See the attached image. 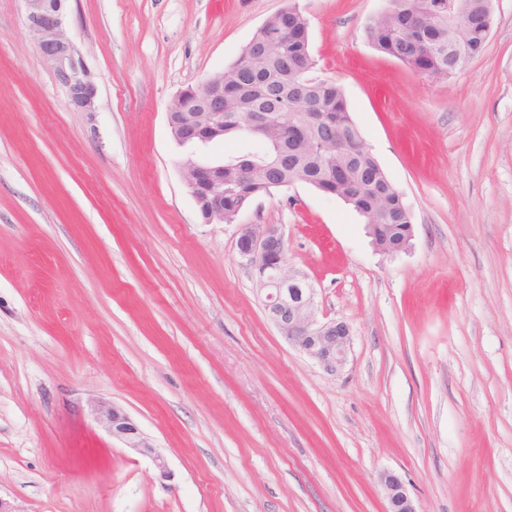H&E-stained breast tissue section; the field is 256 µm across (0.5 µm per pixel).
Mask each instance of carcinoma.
I'll list each match as a JSON object with an SVG mask.
<instances>
[{
	"label": "carcinoma",
	"mask_w": 512,
	"mask_h": 512,
	"mask_svg": "<svg viewBox=\"0 0 512 512\" xmlns=\"http://www.w3.org/2000/svg\"><path fill=\"white\" fill-rule=\"evenodd\" d=\"M421 2L389 0L386 14L366 26L367 42L415 72L428 69L442 77L448 76V68L457 65V60L475 58L484 51V0H462L467 25L459 36L448 31L447 0H431L437 4L435 15L421 37L409 40L410 29L423 21ZM279 29L283 30L288 50L272 63L254 65L251 50L245 49L224 69V137H239L246 113L255 106L272 103L274 122L283 132L296 125L302 132L296 139L285 141L286 162L269 167L260 180L239 182L237 196L224 198V223L231 222L238 203L246 196L305 183L352 206L366 222L369 215H377L375 232L379 241L393 252L402 251L406 247V227L412 223V218L405 217L409 206L364 145L341 88L310 76L317 61L309 46L307 19L296 0H288V6L269 16L267 25L257 29L249 41L252 50L262 49L270 32ZM329 134L336 135V149L319 150L316 140Z\"/></svg>",
	"instance_id": "cac0c4a2"
}]
</instances>
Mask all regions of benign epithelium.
Wrapping results in <instances>:
<instances>
[{"label": "benign epithelium", "instance_id": "obj_1", "mask_svg": "<svg viewBox=\"0 0 512 512\" xmlns=\"http://www.w3.org/2000/svg\"><path fill=\"white\" fill-rule=\"evenodd\" d=\"M66 0H23L27 30L45 62L64 87L68 104L77 112H96L97 88L83 56L66 31ZM174 139L183 145H206L224 139V73L203 79L177 93L167 112ZM273 123L270 112L246 114L245 135L264 144L268 153L255 166L239 172L252 179L279 160L268 136ZM199 214L207 224L224 223V164L180 166ZM242 264L254 278L268 320L293 347L313 359L327 374L344 368L351 345V329L343 321L317 318L315 289L308 276L287 266L283 236L270 225L242 224L236 240ZM97 421L126 447L151 459L163 478L169 477L164 456L143 435L119 406L99 402L93 407ZM388 502L387 512H417L403 479L394 472L380 476Z\"/></svg>", "mask_w": 512, "mask_h": 512}]
</instances>
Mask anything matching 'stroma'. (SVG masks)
<instances>
[{"label":"stroma","mask_w":512,"mask_h":512,"mask_svg":"<svg viewBox=\"0 0 512 512\" xmlns=\"http://www.w3.org/2000/svg\"><path fill=\"white\" fill-rule=\"evenodd\" d=\"M288 0H69L98 88L77 112L20 0H0V497L19 512H512V0L484 52L430 79L374 50L387 0H296L408 203L380 253L340 199L297 184L240 224L277 226L321 318L328 375L268 321L235 242L183 182L167 109L230 66ZM123 407L171 477L91 407ZM381 486L388 502L387 512H417L403 479L394 472L380 476Z\"/></svg>","instance_id":"1"}]
</instances>
